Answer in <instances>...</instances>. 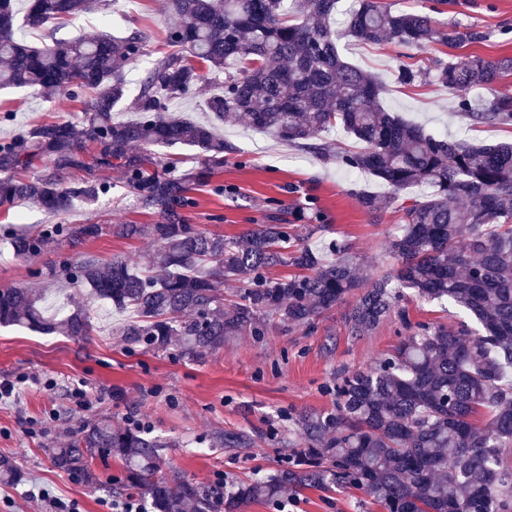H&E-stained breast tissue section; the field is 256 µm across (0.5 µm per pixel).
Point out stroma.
I'll list each match as a JSON object with an SVG mask.
<instances>
[{"label": "stroma", "instance_id": "1", "mask_svg": "<svg viewBox=\"0 0 512 512\" xmlns=\"http://www.w3.org/2000/svg\"><path fill=\"white\" fill-rule=\"evenodd\" d=\"M436 19L457 25L464 33H482L481 41L465 44L464 53L491 60L512 58V0H452ZM171 23L167 0H112L104 15L87 14L62 23L54 35L67 39L101 29L115 36L131 30L149 32L152 41L146 55L125 73L128 88L135 93L164 55ZM335 30L344 59L384 82V104L390 111L475 144L512 143V125H470L458 114L455 96L435 81V63L447 59L448 48L436 45L409 52L392 41L355 40L340 23ZM404 61L421 72L410 86L395 79ZM85 106V99L64 93L46 99L34 89L0 91V114L11 115L10 122H0V140L46 118L78 121ZM218 131L231 149L224 155L223 170L195 191L197 204L186 212L190 223L239 237L253 225L266 223L276 209L298 210L302 224L323 226L306 240L312 249L322 250L324 241L339 238L359 257L362 275L391 270L394 261L387 243L402 223V204L416 192L402 191L383 213L367 212L359 193L384 195L388 189L370 175L350 174L339 163V155L354 148L353 138L342 130H330L322 138L323 152L318 153L257 132L240 119L225 120ZM106 178L111 185L108 194L91 207L76 204L67 216L74 224L102 225V233L27 261L16 260L8 241L0 239V289L30 287L44 294L45 307L63 316L84 295L51 279V268L62 260L137 262L157 249L153 238L113 234L115 223L152 224L157 217L141 207L119 172H109ZM349 308V303L338 304L309 331L288 329L268 319L263 335L226 337L223 348L198 360L180 356L174 347L148 350L128 342L121 329L130 313L108 300L95 302L93 330L83 339L0 327V378L27 379L19 404L0 406V460H8L20 474L19 480L0 482V512H32L24 492L35 484L78 500L82 512H107L105 503L113 498L109 484L124 474L120 456L93 459L91 468L100 478L96 484L58 470L51 457L52 449L66 446L81 428L103 420L121 427L131 418L140 421L165 441L164 466L202 485L220 477L229 483L278 473L300 444L296 419L332 411L330 389L345 371L373 368L417 324L455 328L468 319L453 302L408 295L373 330L354 336L346 324ZM48 379L54 382L49 389L43 386ZM80 383L92 396L84 411L69 399ZM45 418L50 421L47 432L28 433L29 421ZM228 434L244 435V444L225 447ZM285 495L287 502L280 512H381L369 496L354 488L298 493L289 489Z\"/></svg>", "mask_w": 512, "mask_h": 512}]
</instances>
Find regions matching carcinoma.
I'll return each mask as SVG.
<instances>
[{
	"label": "carcinoma",
	"mask_w": 512,
	"mask_h": 512,
	"mask_svg": "<svg viewBox=\"0 0 512 512\" xmlns=\"http://www.w3.org/2000/svg\"><path fill=\"white\" fill-rule=\"evenodd\" d=\"M108 0H31L19 16L16 0H0V89L36 87L50 99L93 94L81 121L40 122L0 141V209L34 204L62 217L75 202L94 205L110 185L76 183L65 174L94 168L119 171L154 224H118L124 238L149 234L161 247L145 265L93 257L63 260L52 275L88 288L87 304L60 320L45 314L43 299L23 287L0 290V326H27L84 338L92 330L90 301L108 299L134 317L123 335L150 349L179 348L197 359L224 347V337L262 334L276 318L310 330L353 295L349 331L361 336L391 312L402 289L424 301L450 300L480 325L418 324L394 353L368 371L345 372L332 388L335 409L297 423L302 449L276 475L241 481L228 494L163 472L157 437L140 428L102 421L52 453L61 471L92 477L89 458L117 451L124 487L151 499L154 512H242L251 502H277L282 489L356 488L382 512H512V470L502 451L512 448V144L476 146L436 136L388 111L384 84L345 61L332 22L340 0H168L176 18L166 33L169 51L129 97L125 70L149 42L136 30L50 39L42 46L17 35L20 25L47 29L94 12ZM346 29L360 41L390 40L405 48L432 44L457 49L481 38L440 27L423 12L396 11L380 0H354ZM225 73L224 89L206 98L212 118L194 122L168 112L173 96L189 95L204 71ZM512 72V59L454 55L434 79L455 94L472 125L512 124V96L490 91ZM491 97H474V91ZM128 105L137 118L116 122ZM288 144L318 149L316 140L343 128L358 144L340 162L368 173L397 194L414 185L433 189L402 207L403 224L390 238L391 272H357L345 242L324 262L281 219L256 224L241 237L206 232L188 223L193 191L224 168V138L216 123L228 117ZM199 150L200 166L176 174L173 160L155 147ZM42 155L52 168L28 176ZM378 213L390 201L360 195ZM99 224H52L11 236L14 256L32 258L62 243L95 238ZM290 265L298 275L271 277ZM243 283L224 306V279Z\"/></svg>",
	"instance_id": "obj_1"
}]
</instances>
